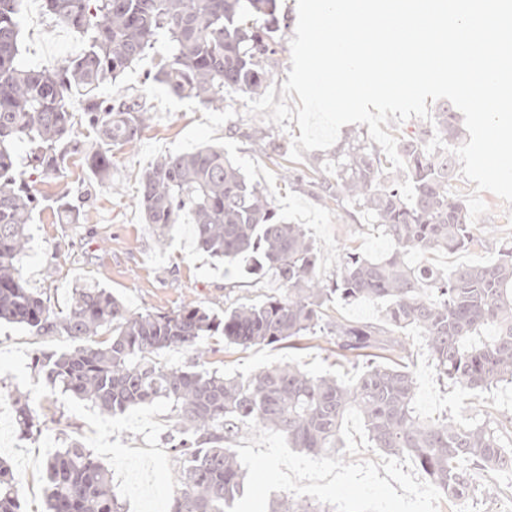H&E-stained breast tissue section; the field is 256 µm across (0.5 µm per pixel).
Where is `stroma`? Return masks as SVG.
Wrapping results in <instances>:
<instances>
[{
    "label": "stroma",
    "instance_id": "stroma-1",
    "mask_svg": "<svg viewBox=\"0 0 512 512\" xmlns=\"http://www.w3.org/2000/svg\"><path fill=\"white\" fill-rule=\"evenodd\" d=\"M22 60L27 64L55 65L79 55L85 42L73 29L46 14L42 0H24L20 15ZM158 54L133 64L107 88L112 97H141L149 119L132 145L115 150L112 175L101 180L82 154L67 157L58 177L47 178L28 170L26 177L40 205L30 226V242L21 260L27 287L44 293L51 308L63 309L73 288L80 284L107 289L130 309L167 313L194 301L223 313L227 306L252 303L277 293L272 277L254 282L241 268L198 251L191 225H173L166 246H158L136 204L142 174L162 155L193 151L204 146L223 147L253 182L270 193L279 215L290 224L304 225L319 250L318 274L332 282L346 247L375 259L388 249L370 219L343 223L335 209L326 207L307 189L288 182L290 159L273 163L243 139L253 127L266 129L283 151H290L299 127L285 131L262 117L249 114L245 102L231 95L223 110L209 108L194 98H179L158 86L145 84ZM86 201L76 224L62 223L55 202L61 197ZM486 215L473 225L480 246L454 253H432L426 262L440 269L458 264L496 261L502 245L512 242V208L491 193H483ZM402 337L407 363L415 378L414 406L425 418L444 415L469 422L485 413L512 417V384H503L483 400H473L442 382L419 329L407 328ZM209 368L249 375L267 367L293 362L314 374H331L350 381L352 364L340 361L322 338H305L287 346H252L246 349L209 340ZM65 336H36L27 328L0 323V400L12 405L24 393L42 421L39 435L25 439L18 427L0 434V457L13 471L29 468L32 479L18 489L26 512H45L47 459L71 440H80L108 469L112 489L124 512H167L176 489L177 465L166 444L170 408L157 403L108 416L90 404L58 390H51L34 366L43 354L70 350ZM344 461L379 460L372 448L361 415L349 411L341 424Z\"/></svg>",
    "mask_w": 512,
    "mask_h": 512
}]
</instances>
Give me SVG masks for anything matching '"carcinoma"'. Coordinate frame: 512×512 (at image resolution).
Instances as JSON below:
<instances>
[{"mask_svg":"<svg viewBox=\"0 0 512 512\" xmlns=\"http://www.w3.org/2000/svg\"><path fill=\"white\" fill-rule=\"evenodd\" d=\"M21 0H0V321L36 336H67L71 350L45 357L41 372L51 388L90 403L104 415L165 403L171 407L168 444L178 463L179 488L170 512H223L244 492L245 473L231 445L247 423L282 433L292 447L336 456L340 422L359 411L373 447L409 456L450 501L497 488L512 470L506 427L492 416L472 423L426 419L414 408L415 382L396 330H422L439 376L475 399L512 383V245L496 263L446 271L412 255L453 253L479 242L462 200L448 186L460 166L450 150L465 130L447 101L430 120L394 125L405 168L392 163L362 133L347 135L331 162L316 158L288 169L341 218L364 212L392 246L380 259L349 247L336 279L318 277V249L301 224L281 219L266 189L252 182L224 149L211 146L168 153L142 175L137 204L159 245L172 225L194 226L197 248L251 274L271 275L278 295L242 303L218 316L190 302L172 313L134 312L104 288L76 287L64 310L26 287L20 261L30 240L38 199L27 166L57 176L66 153H81L80 128L93 133L88 154L100 179L112 172L113 150L138 140L147 109L138 99H112L104 86L156 49L166 56L148 75L182 98L224 107V94L260 96L283 51L281 0H44L56 21L79 32L86 48L51 67H22ZM439 134L448 150L430 153ZM262 150L280 155L271 136L242 133ZM381 304L382 323L353 325L328 315L336 299ZM487 327L495 334L481 339ZM227 346L285 344L325 336L343 361L368 349L396 359L373 363L346 384L279 365L250 376L218 369L169 366L170 349L200 359L206 342ZM19 430L40 432L37 413L15 400ZM46 512H121L108 471L94 453L73 441L46 464ZM0 512H24L11 467L0 461ZM268 512H334L305 499L272 504Z\"/></svg>","mask_w":512,"mask_h":512,"instance_id":"1","label":"carcinoma"}]
</instances>
